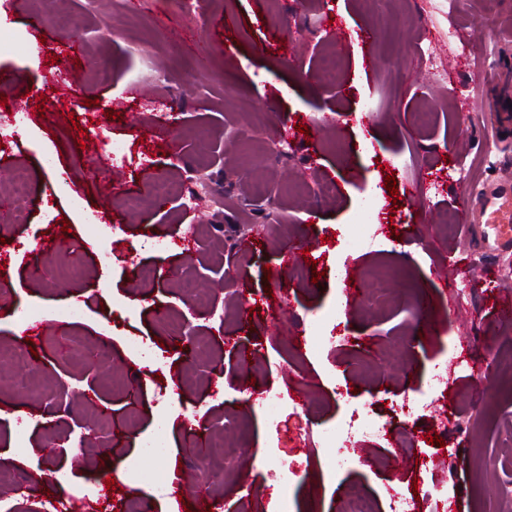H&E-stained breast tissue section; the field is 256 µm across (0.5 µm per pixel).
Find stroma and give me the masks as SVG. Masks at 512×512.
I'll list each match as a JSON object with an SVG mask.
<instances>
[{"instance_id": "1", "label": "stroma", "mask_w": 512, "mask_h": 512, "mask_svg": "<svg viewBox=\"0 0 512 512\" xmlns=\"http://www.w3.org/2000/svg\"><path fill=\"white\" fill-rule=\"evenodd\" d=\"M389 16L390 37L365 51L357 35L376 20L374 0H200L189 16L170 13L168 0H0V31L13 36L0 47V117L27 115L17 145L0 152V194L13 195L14 172L27 176L22 222L0 219V290L41 312L25 339L0 308V340L30 350L24 375L41 387L31 395L0 370V471L11 478L0 512L54 502L79 512L85 501L128 512L135 496L150 512L206 502L216 512H336L354 489L389 512L388 488L409 495L422 481L447 484L448 512L512 506V374L484 377L490 356L512 361V323L495 322L498 301L512 298V252L485 249L472 228L438 233L512 168V0H392ZM452 31L470 55L449 51ZM388 53L396 72L377 63ZM334 54L335 81L317 82ZM62 68L76 90L52 81ZM47 152L68 192L48 176ZM159 182L171 191L155 216L129 210L127 196ZM323 183L334 192L318 194ZM372 186L382 230L354 247L344 234ZM271 194L275 223L250 205ZM292 246L310 263L281 268ZM62 265L81 273L60 278ZM382 267L395 274L387 304L352 305L340 324L370 349L307 342L305 317L332 305L342 273L363 280ZM186 277L215 288L209 307L187 302ZM412 285L432 307L422 322L407 307ZM462 353L471 369L449 374L441 400L394 417L435 363ZM116 377L133 379L135 393L113 387ZM269 390L289 396L272 422L256 403ZM353 407L390 421L391 436L358 442L328 470L307 436ZM464 409L474 420L465 435L455 425ZM163 419L159 463L184 482L167 498L132 493ZM228 422L239 427L236 455L205 452ZM105 466L108 489L98 483ZM288 467L300 474L290 485L278 477Z\"/></svg>"}]
</instances>
